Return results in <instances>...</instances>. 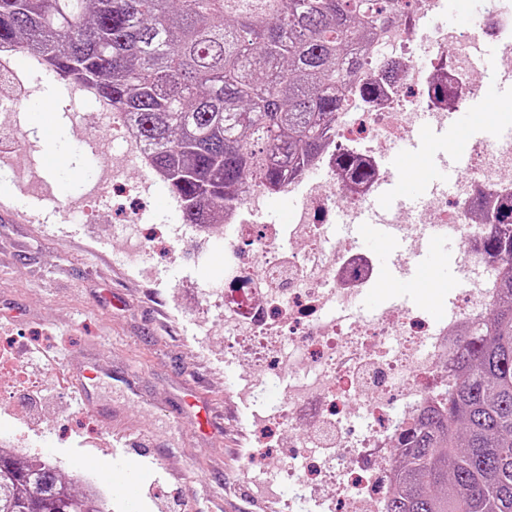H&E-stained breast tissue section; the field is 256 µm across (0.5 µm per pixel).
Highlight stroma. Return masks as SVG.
Wrapping results in <instances>:
<instances>
[{
  "instance_id": "stroma-1",
  "label": "stroma",
  "mask_w": 512,
  "mask_h": 512,
  "mask_svg": "<svg viewBox=\"0 0 512 512\" xmlns=\"http://www.w3.org/2000/svg\"><path fill=\"white\" fill-rule=\"evenodd\" d=\"M0 53V83L17 82L25 100L21 125L30 144L17 150L10 123L0 124V150L15 165L39 170L51 200L25 199L0 209V336L28 341L42 383L40 402L16 409L19 388L0 394V431L40 437L59 472L97 474V462L121 457L126 439L139 441L143 474L138 502L103 484L112 512H263L242 475L252 451L240 411L224 389V331L200 344L193 335L197 306L176 265L191 240L153 249L142 269L121 265L112 227L133 197L105 190L84 220L67 213L99 167V155L72 135L68 94L43 121L29 103L47 82L37 63L16 66ZM69 149L67 172L44 168L50 132ZM95 365L101 377L84 401L76 387H59L58 374ZM97 435H86L85 421Z\"/></svg>"
}]
</instances>
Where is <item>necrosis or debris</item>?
<instances>
[{"instance_id": "necrosis-or-debris-1", "label": "necrosis or debris", "mask_w": 512, "mask_h": 512, "mask_svg": "<svg viewBox=\"0 0 512 512\" xmlns=\"http://www.w3.org/2000/svg\"><path fill=\"white\" fill-rule=\"evenodd\" d=\"M446 7L447 0H411L401 20L375 32L369 64L353 82L373 83L380 91L367 100L344 91L335 131L307 173L274 191L249 190L240 204L225 208L220 225L167 227L174 241L203 232L223 236L224 276L199 287V341L208 342L211 318L219 316L224 357L234 367L225 384L245 412L254 447L269 451L267 459L248 458L243 475L279 512H383L396 491L404 430L429 413L436 393L456 378L455 352L496 299L501 263L480 243L491 230L486 216L512 195L503 185L512 174V143L475 141L473 171L456 191L438 186L418 212L385 217L404 243L392 258L399 271L426 246L427 230L444 228L459 240L455 264L462 285L440 318L400 303L363 315L359 303L376 285L379 265L357 239L337 238L333 222L339 210L357 221L386 177L380 156L414 133L415 109H425L432 125L444 128L466 96L486 83L512 84V0H482L483 26L500 59L485 81L463 27L440 26L426 53H419V26ZM439 84L448 85L447 98L435 97ZM70 99L80 107L76 137L103 157L85 195L68 207L70 216L81 217L128 166L146 169L150 159L124 114L77 83ZM101 119L118 131L119 143L96 134ZM344 157L364 165L368 179L352 180L338 164ZM276 195L295 200L287 222L266 219ZM112 235L121 241L126 265L146 263L150 247L139 213L113 225Z\"/></svg>"}]
</instances>
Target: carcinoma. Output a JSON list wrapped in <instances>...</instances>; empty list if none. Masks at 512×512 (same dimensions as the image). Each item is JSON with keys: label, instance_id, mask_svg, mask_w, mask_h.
I'll return each instance as SVG.
<instances>
[{"label": "carcinoma", "instance_id": "carcinoma-1", "mask_svg": "<svg viewBox=\"0 0 512 512\" xmlns=\"http://www.w3.org/2000/svg\"><path fill=\"white\" fill-rule=\"evenodd\" d=\"M401 0H0V52L27 47L124 112L185 224L305 171L339 89ZM483 252L503 265L490 316L455 356L462 380L403 435L387 512H512V200ZM0 512H105L50 464L0 448Z\"/></svg>", "mask_w": 512, "mask_h": 512}]
</instances>
